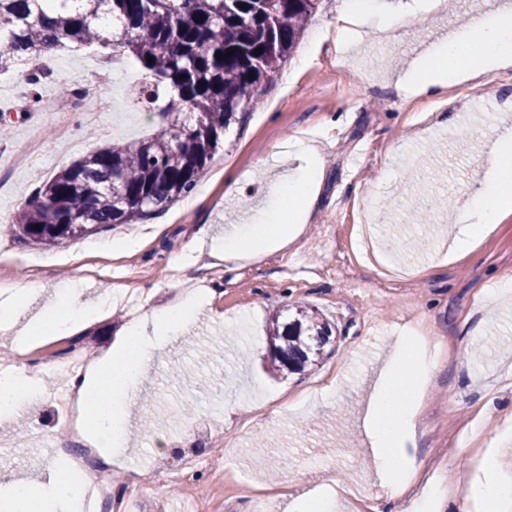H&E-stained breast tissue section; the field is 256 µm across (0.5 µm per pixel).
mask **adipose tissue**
Instances as JSON below:
<instances>
[{
  "mask_svg": "<svg viewBox=\"0 0 512 512\" xmlns=\"http://www.w3.org/2000/svg\"><path fill=\"white\" fill-rule=\"evenodd\" d=\"M512 65V10L492 11L464 25L448 40L428 47L398 80L401 90L433 94L463 78H476ZM295 177L275 183L271 205L257 208L251 223L239 225L212 241L208 255L216 264H235L262 248L295 239L305 224L320 183L323 158L315 147L295 145ZM512 220V135L496 140L484 180L465 206L454 211L450 250L465 256L490 235L498 224ZM111 296L94 304L82 295V283L60 284L54 300L41 317L28 322L20 341L35 344L49 336L70 335L100 310L110 308ZM196 301L175 296L162 307H150L128 320L117 332L111 350L102 355L91 372L72 380L81 405L85 434L112 452L128 441L130 405L146 378L154 353L186 330L194 319ZM418 341L402 340L396 357L387 366L370 401L363 433L373 450L375 467L385 478L392 499L403 498L415 484L420 464L405 454L415 445L418 432L416 408L424 397L435 369ZM40 390L38 381L24 371L0 373V419L17 413ZM480 478L470 496L483 512H512V480L503 479L493 457H485ZM85 479L63 470L49 485L33 480L0 484V512H54L62 499L77 498Z\"/></svg>",
  "mask_w": 512,
  "mask_h": 512,
  "instance_id": "obj_1",
  "label": "adipose tissue"
}]
</instances>
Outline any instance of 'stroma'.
<instances>
[{
  "instance_id": "35a3bbf8",
  "label": "stroma",
  "mask_w": 512,
  "mask_h": 512,
  "mask_svg": "<svg viewBox=\"0 0 512 512\" xmlns=\"http://www.w3.org/2000/svg\"><path fill=\"white\" fill-rule=\"evenodd\" d=\"M347 0H319L289 60L258 89L244 126H231L203 175L210 187L194 206L175 202L148 220L72 238L50 248L23 242L11 226L38 180L112 141L153 131L141 106L117 101L95 121L55 113L19 97L25 70L0 73V278L44 287L83 279L88 300L120 302L89 329L58 340L59 356L96 358L129 310L168 302L193 262L200 314L166 344L138 396L131 437L112 458V490L133 512H302L304 496L340 478L361 512H400L373 470L360 433L377 372L402 337L429 336L438 366L418 426L416 456L453 496L469 487L461 461L495 449L512 476V222L469 255L448 259V207L469 198L497 135L512 130V66L491 83H453L434 95L399 92L397 76L426 46L447 38L479 11L512 0H447L425 15L411 0H372L369 23L348 47L329 32ZM396 12L384 34L381 17ZM106 53L84 49L55 58L41 98L62 101ZM466 96L465 129L439 125L436 106ZM319 146L325 169L304 232L287 245L237 264L212 265L190 252L246 223L268 202L275 176L294 163L278 147L289 137ZM238 184L224 193V178ZM447 201L417 206L413 195ZM136 248L111 249L114 240ZM308 305L327 320L328 355L307 372L269 365L271 318ZM23 367L41 379L7 427H0V480H43L41 446L68 440L56 399L59 376L29 346ZM155 477L142 489L141 472Z\"/></svg>"
}]
</instances>
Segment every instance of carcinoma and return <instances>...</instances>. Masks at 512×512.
Instances as JSON below:
<instances>
[{"mask_svg":"<svg viewBox=\"0 0 512 512\" xmlns=\"http://www.w3.org/2000/svg\"><path fill=\"white\" fill-rule=\"evenodd\" d=\"M317 8L318 0H0V72L51 41L109 45L112 63L137 66L140 94L161 126L137 142L100 149L38 186L12 221L19 236L59 245L144 220L191 192L226 130L286 61ZM230 48L235 52L225 55ZM331 335L310 307H296L285 323L274 318L271 367L295 373L317 365Z\"/></svg>","mask_w":512,"mask_h":512,"instance_id":"carcinoma-1","label":"carcinoma"}]
</instances>
